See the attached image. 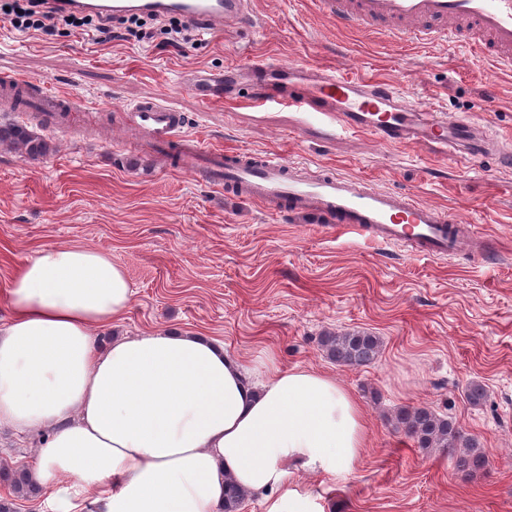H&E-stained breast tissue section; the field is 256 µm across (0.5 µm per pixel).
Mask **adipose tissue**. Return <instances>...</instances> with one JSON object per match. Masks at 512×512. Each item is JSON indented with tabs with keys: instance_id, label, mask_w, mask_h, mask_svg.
I'll return each instance as SVG.
<instances>
[{
	"instance_id": "obj_1",
	"label": "adipose tissue",
	"mask_w": 512,
	"mask_h": 512,
	"mask_svg": "<svg viewBox=\"0 0 512 512\" xmlns=\"http://www.w3.org/2000/svg\"><path fill=\"white\" fill-rule=\"evenodd\" d=\"M132 299L110 254L77 245L42 250L10 283L0 426L43 434L32 477L48 512H224L229 480L300 512L291 467L354 473L367 424L334 376L272 363L256 380L193 332L100 347Z\"/></svg>"
}]
</instances>
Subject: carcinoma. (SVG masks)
Here are the masks:
<instances>
[{
    "label": "carcinoma",
    "mask_w": 512,
    "mask_h": 512,
    "mask_svg": "<svg viewBox=\"0 0 512 512\" xmlns=\"http://www.w3.org/2000/svg\"><path fill=\"white\" fill-rule=\"evenodd\" d=\"M0 145L15 148L27 158L39 161L52 152L50 142L34 134L26 124L0 123ZM321 347L334 362L362 367L372 363L379 354L380 340L369 333H327L321 338ZM401 427L425 451L439 450L455 460L456 471L472 476L487 466V459L478 441L465 434L456 422L442 417L426 406L403 409L396 415ZM0 484L8 495L0 496V512H17V502L38 497L40 489L31 481L24 466L0 467ZM246 492L233 484L225 485L224 512H239Z\"/></svg>",
    "instance_id": "cac0c4a2"
}]
</instances>
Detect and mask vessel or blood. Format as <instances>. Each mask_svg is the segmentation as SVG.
I'll list each match as a JSON object with an SVG mask.
<instances>
[{
  "label": "vessel or blood",
  "instance_id": "1",
  "mask_svg": "<svg viewBox=\"0 0 512 512\" xmlns=\"http://www.w3.org/2000/svg\"><path fill=\"white\" fill-rule=\"evenodd\" d=\"M61 14L104 18L133 14L177 15L206 30L251 23L249 0H47ZM321 14L337 26L379 31L394 41L466 42L477 53L512 71V0H317ZM253 99L287 100L305 122L325 135L369 132L391 145L427 140L446 155L479 158L495 153L501 166H512V148L492 146L479 122L468 116L448 118L418 110L398 99L395 87L374 78L313 75L296 83L272 80L277 64H251ZM18 87L42 110L77 111L73 98L50 94L40 82L21 79ZM136 127L156 146L179 144L182 166L215 186H227L245 201L271 211L332 220L337 231L403 247L411 253L446 257L456 253L462 231L456 218L417 202L409 194L383 189L369 181L332 170L304 173L274 153L217 150L185 133L188 119L178 108L150 97L130 108Z\"/></svg>",
  "mask_w": 512,
  "mask_h": 512
}]
</instances>
